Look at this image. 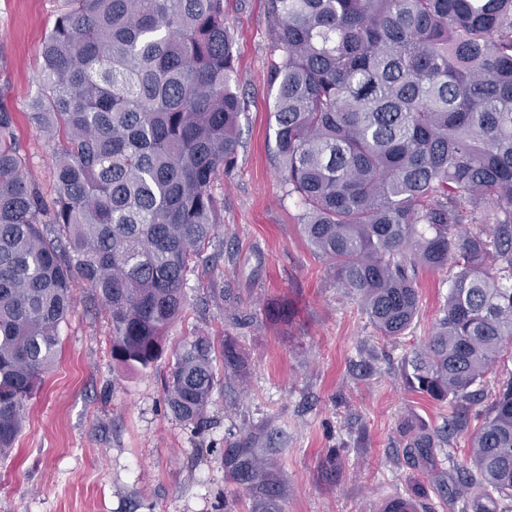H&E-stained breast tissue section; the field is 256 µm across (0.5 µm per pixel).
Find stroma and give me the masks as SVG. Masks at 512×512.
I'll return each instance as SVG.
<instances>
[{
  "instance_id": "stroma-1",
  "label": "stroma",
  "mask_w": 512,
  "mask_h": 512,
  "mask_svg": "<svg viewBox=\"0 0 512 512\" xmlns=\"http://www.w3.org/2000/svg\"><path fill=\"white\" fill-rule=\"evenodd\" d=\"M56 10L57 0H0V87L47 191L51 146L22 114ZM224 23L245 111L235 166L213 186L224 201L214 270L190 275L184 317L139 371L119 368L106 318L90 289H76L60 358L0 455V512H376L394 492L422 512H483L478 490L455 484L477 421L430 463L414 461L401 433L407 422L434 433L448 419L447 404L407 388L401 359L431 336L453 269L421 274L420 312L399 341L377 335L304 238L278 178L270 71L281 53L268 0H224ZM199 334L235 337L245 362L200 427L176 418L163 391L175 349ZM246 445L259 449L274 493L252 490L230 467Z\"/></svg>"
}]
</instances>
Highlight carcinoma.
<instances>
[{
	"label": "carcinoma",
	"instance_id": "cac0c4a2",
	"mask_svg": "<svg viewBox=\"0 0 512 512\" xmlns=\"http://www.w3.org/2000/svg\"><path fill=\"white\" fill-rule=\"evenodd\" d=\"M285 196L339 287L380 336L419 313V274L456 269L412 391L448 403V438L512 344V0H268ZM29 124L53 144V196L30 175L0 88V454L54 367L74 288H91L112 357L149 368L210 271L217 176L237 160L244 103L224 0H58ZM237 341H183L166 402L206 422ZM424 461L434 435L406 429ZM464 488L512 500V379L470 441ZM235 469L254 480L243 448Z\"/></svg>",
	"mask_w": 512,
	"mask_h": 512
}]
</instances>
